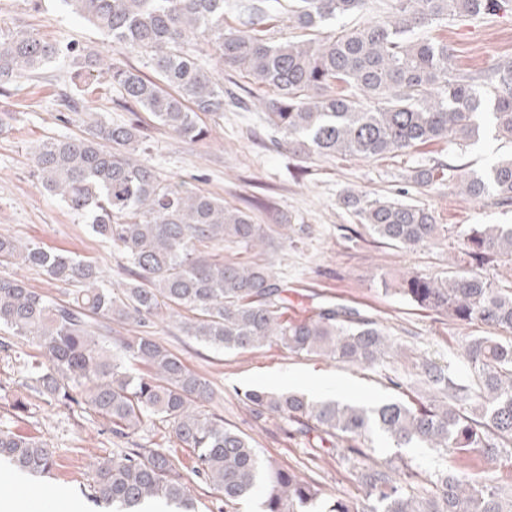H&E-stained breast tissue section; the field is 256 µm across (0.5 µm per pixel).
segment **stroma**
Instances as JSON below:
<instances>
[{"mask_svg": "<svg viewBox=\"0 0 512 512\" xmlns=\"http://www.w3.org/2000/svg\"><path fill=\"white\" fill-rule=\"evenodd\" d=\"M0 27L25 28L62 44L97 46L99 32L66 12L58 0H45L40 11L26 0H0ZM429 36L446 39L459 68L475 72L497 60L512 64V13L452 19L429 29ZM70 69L57 63L40 78L9 87L0 94V112L13 113L8 129L0 131V233L24 242L67 249L95 261L115 284L125 279L124 255L95 236L81 218L56 198L45 194L34 175L30 149L39 141L61 134L78 135L79 123L58 119L56 92L76 84ZM106 85H98L88 101L93 111L115 121L141 119L149 146L148 160L161 179L177 181L195 191L211 193L226 206L250 212L256 223L272 224L280 216L302 229L297 243H282L264 253L241 254L244 262L268 259L277 276L288 283V318L302 321L320 305L336 301L375 314L408 347L398 365L415 373L418 362L431 356L464 367V346L484 335L480 323L461 324L420 310L396 294H383L381 280L407 272L434 275L445 271L458 256L461 240L442 247L404 250L381 243L362 232L358 220L341 207L339 196L352 188L373 198L394 197L408 189L410 197L426 205L441 224H512V205L495 197L474 203L447 189H409L410 171L421 165L458 158L472 170L483 171L512 153V143L497 139L490 123L471 145L458 149L436 145L364 160L353 156L316 158L301 162L281 145L266 125L260 108L243 111L229 104L223 114L202 115L211 130L206 141L187 143L151 121L142 109L127 111L110 100ZM357 242H350L352 231ZM160 342L182 355L186 364L213 382L215 401L224 421L254 438L262 456L282 465L307 463L325 496L350 500L362 490L354 472L333 456L310 462L308 450L288 437L279 420L254 423L240 399L243 391L298 392L313 396L323 383L324 396L375 406L398 396L381 369L335 363L320 357L295 355L277 346L248 353L217 351L166 328ZM0 422L46 439L56 450L58 465L43 478H19L0 468V503H20V512H101L90 497L87 466L108 455L114 442L100 430L97 417L75 416L67 410L34 402L29 413L13 415L0 403Z\"/></svg>", "mask_w": 512, "mask_h": 512, "instance_id": "obj_1", "label": "stroma"}]
</instances>
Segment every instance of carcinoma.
I'll return each instance as SVG.
<instances>
[{
    "label": "carcinoma",
    "instance_id": "1",
    "mask_svg": "<svg viewBox=\"0 0 512 512\" xmlns=\"http://www.w3.org/2000/svg\"><path fill=\"white\" fill-rule=\"evenodd\" d=\"M94 26L106 48L45 40L26 29L0 28V89L36 77L63 61L84 84L102 75L122 108L134 104L153 122L189 142L209 135L198 113L224 111V97L249 109L206 68L202 39L215 66L239 70L261 89L266 123L301 159L336 154L374 159L439 143L465 146L479 137L477 118L489 108L499 139L512 142V66L474 73L456 66L448 42L416 32L456 17L512 10V0H392L384 14L327 35L275 43L265 38V0L244 7L246 19L227 21L229 0H60ZM367 0H289L288 20L316 30L328 20L362 12ZM123 50L147 58L148 75L109 55ZM59 121L84 126L79 137H50L32 149L38 184L93 233L120 249L128 278L106 284L93 261L23 243L0 234V359L15 367L28 399L73 414L92 413L102 430L124 444L91 465L89 487L105 512H197L191 477L205 483L235 512L256 498L262 512H512V479L491 478L457 460L472 457L512 470V285H496L484 268L512 257V224H439L413 201L376 199L344 190L340 204L381 242L400 249L463 239L461 259L441 275L411 272L383 291L457 322L495 330L464 349L467 373L425 357L414 396L375 407L336 399L315 401L295 392L251 389L242 401L257 422L276 418L288 433L316 449H342L355 470L362 498L323 501L320 484L262 458L252 438L224 423L211 382L155 338L166 317L186 337L217 351L248 352L281 346L364 368L406 355L407 347L380 320L355 307L330 303L305 321L288 320V285L268 263L224 260V244L272 246L271 232L288 233L224 206L209 194L161 179L148 164L137 121H110L87 105L84 90L57 95ZM418 189L446 186L480 202L493 195L512 204V155L478 173L465 163L414 168ZM24 265L68 285L55 299L6 272ZM114 323H131L137 336H120ZM34 345L40 357L18 359L14 340ZM169 428L171 446L146 443L156 423ZM396 449L376 457L375 439ZM403 448H428L439 459L419 469ZM26 476L57 465L55 448L0 424V464Z\"/></svg>",
    "mask_w": 512,
    "mask_h": 512
}]
</instances>
